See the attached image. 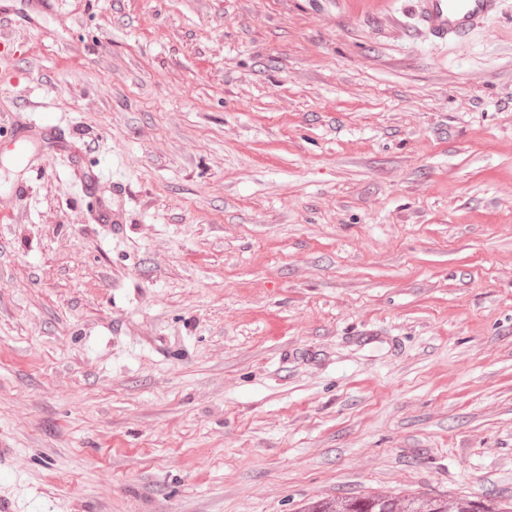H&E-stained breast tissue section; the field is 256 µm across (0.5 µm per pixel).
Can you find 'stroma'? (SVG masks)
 Segmentation results:
<instances>
[{
  "mask_svg": "<svg viewBox=\"0 0 512 512\" xmlns=\"http://www.w3.org/2000/svg\"><path fill=\"white\" fill-rule=\"evenodd\" d=\"M5 3L17 512L512 499V0L462 43L417 0Z\"/></svg>",
  "mask_w": 512,
  "mask_h": 512,
  "instance_id": "35a3bbf8",
  "label": "stroma"
}]
</instances>
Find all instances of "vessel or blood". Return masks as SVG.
Instances as JSON below:
<instances>
[{
	"label": "vessel or blood",
	"mask_w": 512,
	"mask_h": 512,
	"mask_svg": "<svg viewBox=\"0 0 512 512\" xmlns=\"http://www.w3.org/2000/svg\"><path fill=\"white\" fill-rule=\"evenodd\" d=\"M499 0H421L427 31L439 40H460L492 18Z\"/></svg>",
	"instance_id": "1"
}]
</instances>
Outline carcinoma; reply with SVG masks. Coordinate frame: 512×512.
I'll return each mask as SVG.
<instances>
[{
    "label": "carcinoma",
    "mask_w": 512,
    "mask_h": 512,
    "mask_svg": "<svg viewBox=\"0 0 512 512\" xmlns=\"http://www.w3.org/2000/svg\"><path fill=\"white\" fill-rule=\"evenodd\" d=\"M301 512H512V500H499L491 493L472 498L405 490L314 500Z\"/></svg>",
    "instance_id": "obj_1"
}]
</instances>
